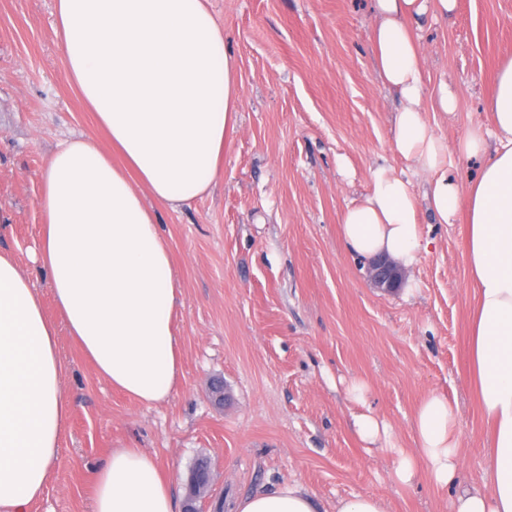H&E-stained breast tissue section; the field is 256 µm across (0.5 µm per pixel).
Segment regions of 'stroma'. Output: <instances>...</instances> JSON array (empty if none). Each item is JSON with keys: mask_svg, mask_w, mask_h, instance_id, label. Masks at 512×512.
Here are the masks:
<instances>
[{"mask_svg": "<svg viewBox=\"0 0 512 512\" xmlns=\"http://www.w3.org/2000/svg\"><path fill=\"white\" fill-rule=\"evenodd\" d=\"M241 86L238 126L224 145L211 194L170 210L155 204L178 271L181 385L145 407L113 391L66 330L57 351L70 412L55 477L29 512H92L90 468L112 449L139 448L188 476L207 458L218 479L203 512L285 482L317 512L375 495L385 512H450L453 487L428 471L396 480L399 451L415 447L420 401L443 394L457 408L461 484L481 487L485 426L468 374L472 286L466 221L431 223L411 286L384 292L340 241V218L379 165L427 178L393 153L397 94L378 77L371 0H210ZM54 0H0V249L12 252L41 294L36 199L46 159L65 139L104 132L70 82L52 28ZM422 106L447 141L448 168L473 177L456 151L474 126L491 129L489 101L512 57V0H458L420 18ZM456 99L437 107L440 81ZM365 381L390 445L359 440L360 407L347 387Z\"/></svg>", "mask_w": 512, "mask_h": 512, "instance_id": "1", "label": "stroma"}]
</instances>
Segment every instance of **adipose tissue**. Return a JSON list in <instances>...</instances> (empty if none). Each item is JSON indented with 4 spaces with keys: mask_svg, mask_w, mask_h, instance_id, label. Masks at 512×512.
Listing matches in <instances>:
<instances>
[{
    "mask_svg": "<svg viewBox=\"0 0 512 512\" xmlns=\"http://www.w3.org/2000/svg\"><path fill=\"white\" fill-rule=\"evenodd\" d=\"M208 0H55L53 30L67 73L108 136L74 138L47 160L37 208L38 259L55 302L48 314L15 258L0 251V512H26L47 489L69 408L57 354L58 324L114 389L146 406L168 401L181 378L174 259L145 200L175 210L209 192L234 133L241 99L224 29ZM457 0H373L372 53L382 82L401 99L395 152L429 177L423 194L384 167L340 219L354 256L409 268L428 250L421 215L467 217L474 289L469 374L488 426V486L458 488L457 415L427 395L414 415L416 447L395 475L427 469L456 486L452 512H512V58L497 74L493 132L476 127L458 152L481 162L460 182L448 145L421 111L423 71L413 26L430 5ZM92 512H175L174 473L137 448L113 449L91 468ZM235 512H316L295 482L242 498Z\"/></svg>",
    "mask_w": 512,
    "mask_h": 512,
    "instance_id": "ef3b65f1",
    "label": "adipose tissue"
}]
</instances>
